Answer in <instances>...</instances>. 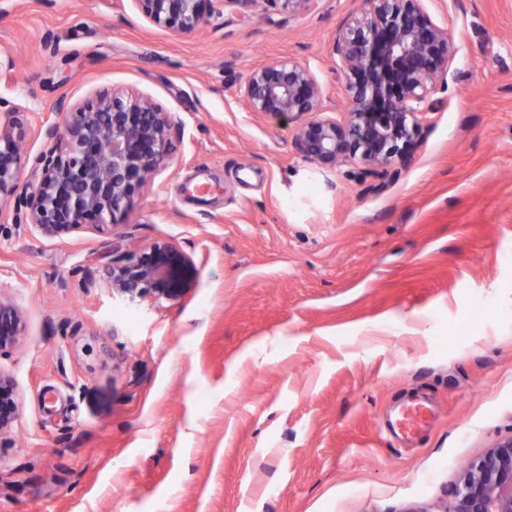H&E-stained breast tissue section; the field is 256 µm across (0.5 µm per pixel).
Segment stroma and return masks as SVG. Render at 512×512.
Segmentation results:
<instances>
[{"label": "stroma", "instance_id": "35a3bbf8", "mask_svg": "<svg viewBox=\"0 0 512 512\" xmlns=\"http://www.w3.org/2000/svg\"><path fill=\"white\" fill-rule=\"evenodd\" d=\"M458 47L413 157L306 160L247 111L260 65L310 67L348 107L333 44L363 0L293 16L212 0L174 34L133 0H0V113L29 115L21 189L57 101L150 97L170 157L111 231L43 237L0 215V295L26 336L0 512H445L460 467L512 438V0H424ZM194 261L179 301L113 300V246ZM434 415L387 431L401 397Z\"/></svg>", "mask_w": 512, "mask_h": 512}]
</instances>
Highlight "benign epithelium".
I'll return each instance as SVG.
<instances>
[{
  "mask_svg": "<svg viewBox=\"0 0 512 512\" xmlns=\"http://www.w3.org/2000/svg\"><path fill=\"white\" fill-rule=\"evenodd\" d=\"M150 23L174 34L195 31L208 0H132ZM290 14L316 0H268ZM423 0H367L368 9L339 29L333 51L340 60L349 107L341 119L321 115L322 89L311 70L277 60L251 71L240 88L246 108L295 124L303 156L321 168L358 160L385 169L405 162L418 142L422 103L444 78L457 53L448 30ZM58 120L44 136L52 146L34 162L37 184L20 193L28 115H5L0 130V215L25 210L26 223L48 238L117 223L134 196L152 182L170 154L176 125L151 98L104 89L78 106L56 104ZM194 264L178 246L156 240L138 252L112 257L106 285L129 303L177 300L192 287ZM26 333L22 309L0 295V355ZM20 404L13 378L0 371V436ZM448 512H512V438L469 462L451 490Z\"/></svg>",
  "mask_w": 512,
  "mask_h": 512,
  "instance_id": "7a95c632",
  "label": "benign epithelium"
}]
</instances>
